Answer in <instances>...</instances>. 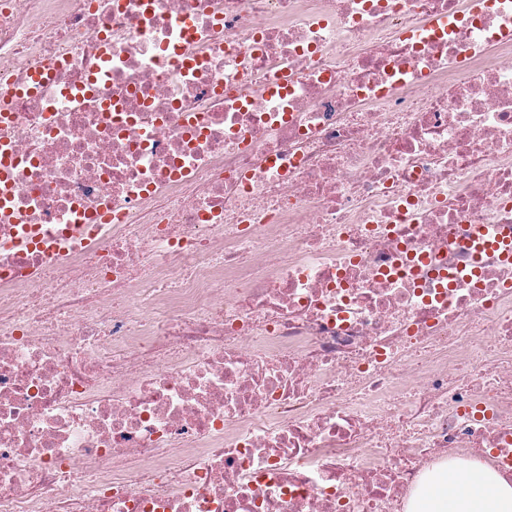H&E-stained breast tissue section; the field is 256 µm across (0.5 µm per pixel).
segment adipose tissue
<instances>
[{
  "mask_svg": "<svg viewBox=\"0 0 512 512\" xmlns=\"http://www.w3.org/2000/svg\"><path fill=\"white\" fill-rule=\"evenodd\" d=\"M407 512H512V483L479 461H443L425 472Z\"/></svg>",
  "mask_w": 512,
  "mask_h": 512,
  "instance_id": "obj_1",
  "label": "adipose tissue"
}]
</instances>
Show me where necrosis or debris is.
<instances>
[{"mask_svg":"<svg viewBox=\"0 0 512 512\" xmlns=\"http://www.w3.org/2000/svg\"><path fill=\"white\" fill-rule=\"evenodd\" d=\"M512 0H0V512H406L512 479ZM407 512H512V484L489 465L443 461L427 470Z\"/></svg>","mask_w":512,"mask_h":512,"instance_id":"necrosis-or-debris-1","label":"necrosis or debris"}]
</instances>
